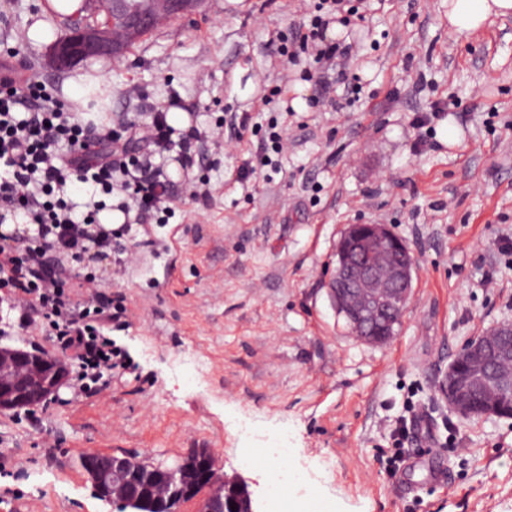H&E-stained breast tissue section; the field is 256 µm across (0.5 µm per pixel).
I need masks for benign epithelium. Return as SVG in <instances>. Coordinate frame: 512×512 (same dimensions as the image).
Wrapping results in <instances>:
<instances>
[{"label":"benign epithelium","instance_id":"7a95c632","mask_svg":"<svg viewBox=\"0 0 512 512\" xmlns=\"http://www.w3.org/2000/svg\"><path fill=\"white\" fill-rule=\"evenodd\" d=\"M199 2L150 0L149 12L130 7L129 0H92L87 13L93 17L103 9L111 17L123 16L131 36L137 38L150 28L152 12L177 18ZM115 54L109 29L92 25L53 46L50 63L59 70ZM414 267L410 249L385 225L352 224L344 231L336 246L330 297L353 336L368 344H383L395 335V315L409 302ZM461 355L466 359V376L455 380L452 365L439 382V391L450 408L459 415L511 417L512 412L485 400L481 393L488 387L512 391V323L503 322L468 342ZM67 384L64 358L0 346V414L28 401L35 405L55 399ZM80 468L99 497L116 501L129 512H150L156 503L170 505L168 485L176 477L181 480L179 502L200 498L201 512H254L248 485L220 474L208 448H197L171 465L89 450L81 455Z\"/></svg>","mask_w":512,"mask_h":512}]
</instances>
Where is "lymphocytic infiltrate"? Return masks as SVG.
Instances as JSON below:
<instances>
[{"label":"lymphocytic infiltrate","instance_id":"lymphocytic-infiltrate-1","mask_svg":"<svg viewBox=\"0 0 512 512\" xmlns=\"http://www.w3.org/2000/svg\"><path fill=\"white\" fill-rule=\"evenodd\" d=\"M343 3L316 0L310 24L292 32V41L311 51L316 63L330 64L351 51L326 38L329 25L342 18ZM167 114V105L156 103L142 120L117 122L107 113L89 122L46 86L0 74V222L7 212L20 210L37 227L33 235L0 237V288L9 294L19 328L50 327V341L72 363L69 388L76 399L96 394L105 374L120 372L126 362L124 350L109 336L128 317L124 298L107 296L93 274H74L89 248L101 256L127 252L123 229L108 230L94 220L106 198L119 196V210L150 224L177 194L202 202L211 196L206 179L175 185L152 158L178 143L182 168L203 166L205 157L194 145L205 142L214 152L223 151V125L194 126L179 136ZM76 182L92 189L83 217L69 195Z\"/></svg>","mask_w":512,"mask_h":512}]
</instances>
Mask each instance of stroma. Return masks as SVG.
Wrapping results in <instances>:
<instances>
[{"label": "stroma", "mask_w": 512, "mask_h": 512, "mask_svg": "<svg viewBox=\"0 0 512 512\" xmlns=\"http://www.w3.org/2000/svg\"><path fill=\"white\" fill-rule=\"evenodd\" d=\"M31 0H0V50L15 48L30 78L62 100L101 113H135L138 87L153 101L178 96L200 125L249 120L224 138L206 170L208 205L174 201L161 224L133 225V259L94 264L103 291L132 312L111 337L130 367L100 394L0 414V512H117L79 466L89 450L173 463L213 449L224 475L244 479L255 512H273L275 459L250 467L261 434L286 429L288 461L305 472L296 497L328 512H512V419L467 420L438 383L469 341L512 322V17L469 39L448 31V0H360L337 60L343 81L311 108L307 59L289 63L270 43L303 21V0H204L134 42L113 63L66 71L48 64L63 23ZM42 24L46 41L31 38ZM304 93H297V85ZM284 96L263 103L265 89ZM449 110L414 151L415 113ZM459 138L443 141V125ZM279 126L284 149L256 147ZM251 161L256 178L237 182ZM351 224H384L417 270L394 338H354L329 295L336 244ZM190 353L201 364H180ZM430 436L406 456L430 457L448 482L411 474L400 488L377 456L404 416Z\"/></svg>", "instance_id": "35a3bbf8"}]
</instances>
